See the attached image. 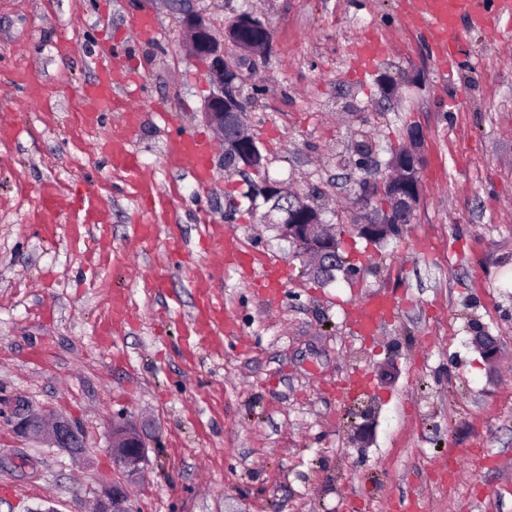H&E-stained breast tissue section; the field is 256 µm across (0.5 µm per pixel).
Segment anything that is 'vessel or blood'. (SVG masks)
Listing matches in <instances>:
<instances>
[{
	"label": "vessel or blood",
	"instance_id": "b4317fda",
	"mask_svg": "<svg viewBox=\"0 0 512 512\" xmlns=\"http://www.w3.org/2000/svg\"><path fill=\"white\" fill-rule=\"evenodd\" d=\"M400 15L405 26L424 27L436 51V62L442 74H452L457 57L448 46V35L460 21L477 27L497 25L512 20V0H402ZM356 65L369 71L386 53L380 35L369 34L354 41ZM396 306L390 299L374 297L361 303L353 314L352 325L357 334L371 335Z\"/></svg>",
	"mask_w": 512,
	"mask_h": 512
}]
</instances>
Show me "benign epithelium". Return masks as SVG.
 Here are the masks:
<instances>
[{
  "instance_id": "1",
  "label": "benign epithelium",
  "mask_w": 512,
  "mask_h": 512,
  "mask_svg": "<svg viewBox=\"0 0 512 512\" xmlns=\"http://www.w3.org/2000/svg\"><path fill=\"white\" fill-rule=\"evenodd\" d=\"M255 18L252 13H241L218 36L201 13L185 5L181 9L180 25L186 33L190 54L206 64L214 86L202 112L203 121L223 136L225 151L232 154L243 168L261 177L258 195L266 205L261 220L276 229L278 238L291 245L295 256L314 259L311 268L314 273L321 268L324 258L334 251V236L322 233L321 214L307 202L288 209L276 205V201L288 193V188L280 182L262 178L265 160L257 142L238 134L247 104L235 90V81L241 78L242 69L253 68L256 58L266 54L273 39L270 27L264 22H256ZM420 140L419 130L408 127L404 143L393 152L389 161V167L396 170L397 177H369L360 186L357 204L363 216L357 229L362 237L371 240L377 231L392 223L413 219L422 196ZM381 196L387 198L388 203L383 211L376 213L370 209L369 201ZM0 413L6 416L16 436L83 457L84 449L71 447L72 438L79 430L71 420L39 412L21 396L9 402L6 410ZM110 448L112 462L123 472L125 480L115 481L97 493L93 512H131L126 489L144 469L146 445L139 434L129 431L111 442Z\"/></svg>"
}]
</instances>
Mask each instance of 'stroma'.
<instances>
[{
	"instance_id": "35a3bbf8",
	"label": "stroma",
	"mask_w": 512,
	"mask_h": 512,
	"mask_svg": "<svg viewBox=\"0 0 512 512\" xmlns=\"http://www.w3.org/2000/svg\"><path fill=\"white\" fill-rule=\"evenodd\" d=\"M399 2L190 0L215 34L244 11L273 32L242 85L247 128L267 177L319 191L340 228L352 271L324 284L261 223L258 178L225 167L175 0H0V401L77 421L86 449L0 417V512H88L121 477L118 421L147 443L133 512H512V42L460 23L443 79ZM371 32L389 52L361 79L350 48ZM105 55L133 122L90 104ZM410 126L421 203L378 246L355 226V145L386 174ZM183 137L206 180L171 157ZM265 258L285 273L269 293ZM374 294L398 309L356 335ZM360 371L368 388L339 397Z\"/></svg>"
}]
</instances>
